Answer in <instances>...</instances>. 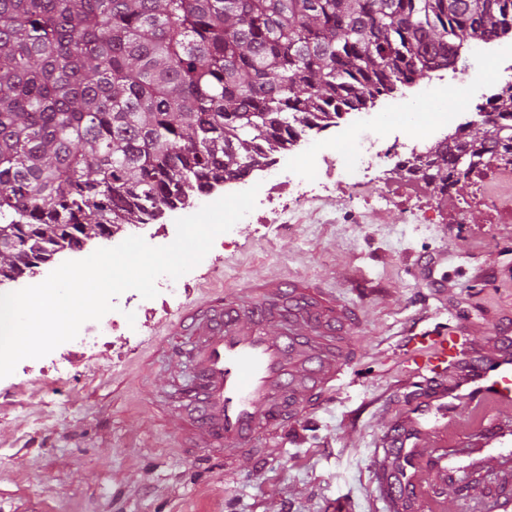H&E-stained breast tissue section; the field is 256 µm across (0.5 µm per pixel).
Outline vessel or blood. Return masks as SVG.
Masks as SVG:
<instances>
[{
    "mask_svg": "<svg viewBox=\"0 0 512 512\" xmlns=\"http://www.w3.org/2000/svg\"><path fill=\"white\" fill-rule=\"evenodd\" d=\"M191 319L199 336L193 353L197 376L189 394L194 410L183 433L223 454L225 467L235 465L237 452L257 434H286L290 418L313 393L331 392L347 373L346 360L336 355L337 336L354 324L355 313L307 280L275 279L243 298L212 299L196 306ZM417 342L429 349L421 367L430 396L391 429L388 443L403 468L394 480L380 481L379 490L390 502L418 500L423 512H434L425 472L436 470L447 483L460 476L448 459L447 428L430 426L429 415L439 412L456 426L462 406L511 411L512 346L501 345L450 385L443 374L459 361L455 334L426 331Z\"/></svg>",
    "mask_w": 512,
    "mask_h": 512,
    "instance_id": "vessel-or-blood-1",
    "label": "vessel or blood"
}]
</instances>
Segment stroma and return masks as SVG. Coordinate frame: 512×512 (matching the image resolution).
Returning a JSON list of instances; mask_svg holds the SVG:
<instances>
[{"instance_id":"35a3bbf8","label":"stroma","mask_w":512,"mask_h":512,"mask_svg":"<svg viewBox=\"0 0 512 512\" xmlns=\"http://www.w3.org/2000/svg\"><path fill=\"white\" fill-rule=\"evenodd\" d=\"M491 163L448 197L446 221L419 224L435 193L376 214L372 189L315 201L284 224H237L185 274V290L141 300L134 325L83 354L70 343L0 378V512H391L376 473L397 418L425 400L416 333L454 329L448 381L512 328V179ZM305 277L357 312V354L334 393L288 438L263 439L224 469L180 446L191 413L190 359L160 348L187 309L249 281ZM470 494L495 499L512 465L465 466Z\"/></svg>"}]
</instances>
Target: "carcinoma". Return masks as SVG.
Segmentation results:
<instances>
[{
	"mask_svg": "<svg viewBox=\"0 0 512 512\" xmlns=\"http://www.w3.org/2000/svg\"><path fill=\"white\" fill-rule=\"evenodd\" d=\"M512 35V0H0V282ZM409 169L512 165V85Z\"/></svg>",
	"mask_w": 512,
	"mask_h": 512,
	"instance_id": "obj_1",
	"label": "carcinoma"
}]
</instances>
